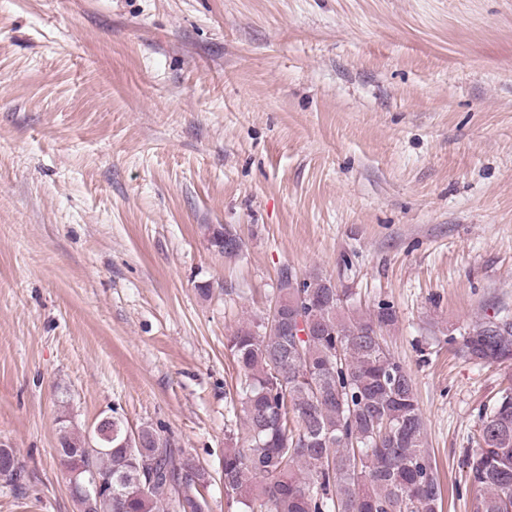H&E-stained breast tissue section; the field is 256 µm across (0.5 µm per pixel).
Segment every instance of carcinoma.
<instances>
[{
    "instance_id": "cac0c4a2",
    "label": "carcinoma",
    "mask_w": 512,
    "mask_h": 512,
    "mask_svg": "<svg viewBox=\"0 0 512 512\" xmlns=\"http://www.w3.org/2000/svg\"><path fill=\"white\" fill-rule=\"evenodd\" d=\"M243 241L229 225L207 227ZM352 293L318 273L280 270L272 302L304 315L315 328L305 338L270 323V312L242 322L227 337L238 381L230 397L243 415L229 431L222 480L224 499L242 512H441L443 490L426 448L427 433L414 380L391 354L383 329L395 312L382 304L363 313ZM464 348L482 363H512V317L484 318L463 333ZM112 441L91 458L63 454L69 480L112 475V489L80 512H209L203 490L211 475L150 425L141 446L122 444L123 423L112 418ZM87 435L61 420L60 446L77 448ZM467 462L478 493L474 512H512V382L479 416ZM13 472L0 481L14 492L23 465L11 448Z\"/></svg>"
}]
</instances>
